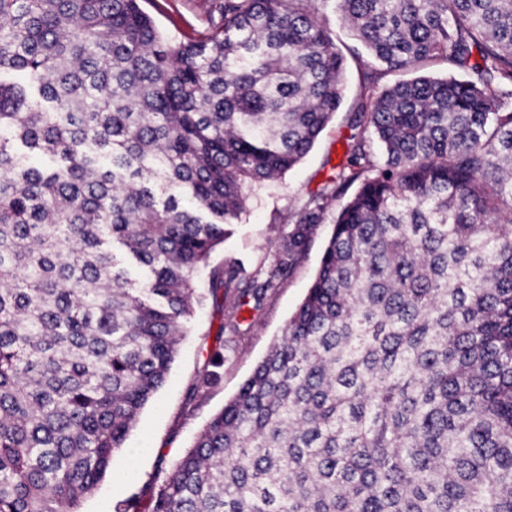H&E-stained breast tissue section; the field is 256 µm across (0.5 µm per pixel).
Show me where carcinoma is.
<instances>
[{
	"mask_svg": "<svg viewBox=\"0 0 512 512\" xmlns=\"http://www.w3.org/2000/svg\"><path fill=\"white\" fill-rule=\"evenodd\" d=\"M213 13L185 42L140 0H0V512H81L197 273L312 150L361 49L414 77L367 75L345 160L269 266L210 270L214 295L245 280L233 316L258 309L345 195L307 294L147 507L116 512H512V0ZM223 366L221 329L188 403Z\"/></svg>",
	"mask_w": 512,
	"mask_h": 512,
	"instance_id": "cac0c4a2",
	"label": "carcinoma"
}]
</instances>
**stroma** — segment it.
Listing matches in <instances>:
<instances>
[{
    "mask_svg": "<svg viewBox=\"0 0 512 512\" xmlns=\"http://www.w3.org/2000/svg\"><path fill=\"white\" fill-rule=\"evenodd\" d=\"M212 0H142V8L154 19L160 32L177 41L198 39L206 34ZM369 58L349 61L344 79L343 103L310 153L282 178L254 186L250 205L231 236L211 255L210 268L237 260L247 271L265 268L290 228V215L299 201L316 190L331 174L344 154L341 140L347 123L365 99V75ZM332 231L331 224L318 225L307 255L287 274L255 311H244L240 335L231 337L224 355L219 383L186 404V391L198 368L215 344L220 325L228 321L239 295V283L224 289L223 303H215L209 292V275L200 272L196 285L203 295L187 326L172 369L163 387L142 410L130 432L125 451L114 455L108 474L97 491L82 504L83 512H114L126 498L141 495L162 479L161 462H173L190 446L212 415L249 377L271 343L281 336L289 317L307 293L321 253Z\"/></svg>",
    "mask_w": 512,
    "mask_h": 512,
    "instance_id": "35a3bbf8",
    "label": "stroma"
}]
</instances>
